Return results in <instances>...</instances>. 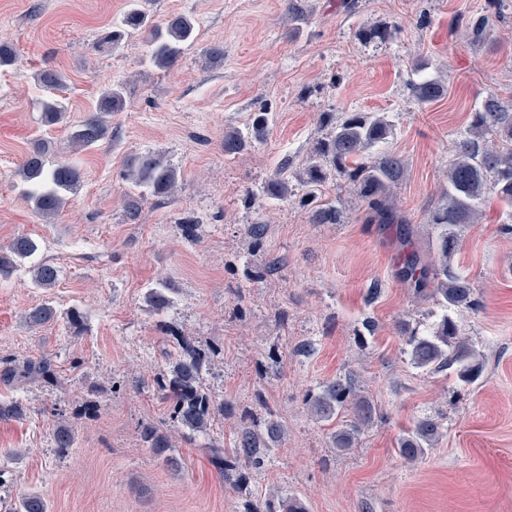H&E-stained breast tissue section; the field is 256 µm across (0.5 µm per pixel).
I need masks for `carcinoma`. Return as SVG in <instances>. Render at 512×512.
I'll use <instances>...</instances> for the list:
<instances>
[{"instance_id": "obj_1", "label": "carcinoma", "mask_w": 512, "mask_h": 512, "mask_svg": "<svg viewBox=\"0 0 512 512\" xmlns=\"http://www.w3.org/2000/svg\"><path fill=\"white\" fill-rule=\"evenodd\" d=\"M489 19L484 15L474 17L467 25V38L474 44L485 42ZM136 36L145 37L147 60L161 69H171L181 60L186 49L198 37L196 21L187 15L176 14L163 24H156L142 6V0H127L123 14L112 22L101 42L117 50ZM40 84L49 92L64 85L63 74L46 68L37 75ZM412 97L421 104H430L444 95L441 80L423 75L409 84ZM124 86L110 85L103 88L97 98V110L70 129L72 144L83 148L96 146L108 137V117L123 109ZM45 125L63 122L66 106L59 99L49 97L42 104ZM325 124H334V134L321 144L317 157L310 162L305 175L294 177L284 165L276 169L265 186V192L277 198H286L293 192L292 179L303 188L299 204L311 211L314 224H339L343 212L325 200L321 186L327 172L335 171L344 177L350 189L366 209L371 220L378 224H395L399 234L412 236L408 222L395 211L392 193L407 174L404 159L397 153L382 148L392 134V123L383 112H324ZM274 123V113L265 108L252 114L244 128L224 133V154L233 155L247 145L262 141ZM50 143L42 142L29 154L18 170V175L28 186V196L35 209L45 217L59 214L66 203V194L74 193L80 186L79 171L72 165L50 160ZM127 176L152 197L169 195L178 180L175 167L166 163L154 152L135 154L127 160ZM447 188L443 191L444 204L428 217L432 229L431 249L434 261L427 262L416 250L407 254L399 269V277L408 283L418 298H430L441 307L442 314L431 332L421 334L401 324L407 336L406 344L411 363L417 368L435 371L451 369L456 379L468 385L479 376L481 367L472 345L459 334L451 313L472 304L473 286L468 278L455 272L450 265L460 246L459 228L477 224L483 217V207L494 197L512 205V97L505 99L495 93L485 96L470 115L466 132L455 145L454 157L446 171ZM37 250L36 242L28 235H20L6 246H0V275H8L17 268V260L30 256ZM32 284L49 289L59 280L58 267L49 262L35 265L31 270ZM167 283H158L147 291V301L156 310L172 303ZM57 319L50 304H41L25 314L31 327H40ZM172 352L168 368L155 379V389L168 405L170 415L192 432L208 430L216 414L215 401L201 386L202 372L209 366V355L199 349L191 337L172 335ZM15 375L27 379H50L54 372L51 359L25 361L17 367ZM306 404L310 411L325 421H338L340 428L333 433L335 446L340 451L352 448L363 427L375 413L374 406L360 395L356 378L348 373L323 385L316 393L308 395ZM439 420L426 416L418 418L397 443L396 451L409 461H414L434 445L441 434ZM283 425L270 416L261 428H242L230 448L212 446L215 457H224V476L229 467L238 471L236 480L244 474L239 467L260 468L274 447L283 437ZM53 437L58 448H72L75 433L71 426L57 423ZM145 447L164 459L171 448V437L155 426L141 431ZM20 512H47L45 500L38 494L27 495L20 504Z\"/></svg>"}]
</instances>
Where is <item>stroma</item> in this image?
<instances>
[{
    "label": "stroma",
    "mask_w": 512,
    "mask_h": 512,
    "mask_svg": "<svg viewBox=\"0 0 512 512\" xmlns=\"http://www.w3.org/2000/svg\"><path fill=\"white\" fill-rule=\"evenodd\" d=\"M159 23L185 14L196 46L179 65H149L146 45L113 50L99 40L126 0H0V41L15 60L0 69V246L31 236L38 250L0 276V401H21L24 418L0 420V512L40 493L49 512H244L295 497L307 512H512V208L492 199L479 223L462 228L454 269L474 288L455 312L482 372L471 385L452 371L411 364L400 323L426 328L439 308L413 297L396 275L410 249L429 247L428 215L442 203L448 162L469 114L491 92L512 91V0H143ZM477 15L490 40L463 35ZM391 28L392 40L362 41L361 29ZM224 45V58L202 49ZM445 85L421 105L408 84L415 63ZM62 71L67 123L41 121L47 93L37 75ZM123 84L125 106L109 136L74 149L69 126L94 109L102 87ZM268 108L267 137L228 156L224 132ZM384 112L387 146L408 175L395 208L413 224H368L343 177L323 194L344 214L314 224L296 198L262 190L278 166L301 172L332 126L324 112ZM77 166L81 186L62 212L42 217L18 170L41 141ZM155 152L179 172L172 197L143 196L124 177L130 155ZM137 222L126 219L131 202ZM267 234L255 246L254 222ZM60 269L56 287H34L29 268ZM173 303L146 300L158 280ZM52 302L57 321L30 327L32 307ZM191 337L211 356L202 384L226 403L210 429L172 420L154 379L167 366L166 331ZM52 359L53 383L18 384L19 362ZM377 416L351 450L337 451L333 423L314 416L307 394L347 373ZM276 414L284 437L247 481L225 480L208 448ZM442 434L408 461L398 440L420 417ZM72 426L62 450L51 434ZM172 437V463L143 448L140 428Z\"/></svg>",
    "instance_id": "1"
}]
</instances>
